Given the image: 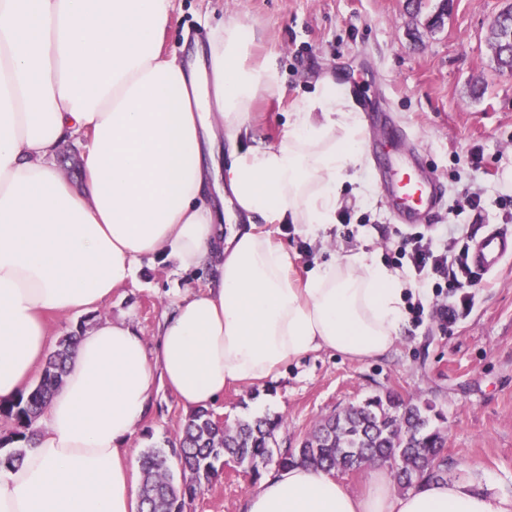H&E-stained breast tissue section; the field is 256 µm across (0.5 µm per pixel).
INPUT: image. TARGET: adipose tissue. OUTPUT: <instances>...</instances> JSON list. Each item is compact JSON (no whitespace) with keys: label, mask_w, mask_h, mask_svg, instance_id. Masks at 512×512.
Masks as SVG:
<instances>
[{"label":"adipose tissue","mask_w":512,"mask_h":512,"mask_svg":"<svg viewBox=\"0 0 512 512\" xmlns=\"http://www.w3.org/2000/svg\"><path fill=\"white\" fill-rule=\"evenodd\" d=\"M173 0H0V402L43 362L47 314L96 309L142 258L208 270L147 344L130 321L78 336L22 462L0 470V512H139L126 443L156 385L188 409L255 386L324 351L387 354L407 323L410 282L350 249L291 276L284 244L257 222L327 233L367 162L365 128L333 82L296 104L274 144L245 145L256 96L276 70L249 64L255 32L211 29L184 65L162 50ZM87 139L84 186L56 162ZM236 221L225 229V220ZM244 512H512L492 479L397 491L373 463L356 493L297 465L268 473Z\"/></svg>","instance_id":"ef3b65f1"}]
</instances>
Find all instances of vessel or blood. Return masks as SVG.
Returning <instances> with one entry per match:
<instances>
[{
  "label": "vessel or blood",
  "instance_id": "1",
  "mask_svg": "<svg viewBox=\"0 0 512 512\" xmlns=\"http://www.w3.org/2000/svg\"><path fill=\"white\" fill-rule=\"evenodd\" d=\"M380 177L388 202L401 223L417 226L431 221L442 196L436 174L427 169L418 156L389 159ZM511 257L512 232L492 228L470 244L469 264L479 273L496 272Z\"/></svg>",
  "mask_w": 512,
  "mask_h": 512
}]
</instances>
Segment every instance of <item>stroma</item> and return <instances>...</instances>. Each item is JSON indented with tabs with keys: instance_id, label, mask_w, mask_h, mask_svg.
I'll return each instance as SVG.
<instances>
[{
	"instance_id": "obj_1",
	"label": "stroma",
	"mask_w": 512,
	"mask_h": 512,
	"mask_svg": "<svg viewBox=\"0 0 512 512\" xmlns=\"http://www.w3.org/2000/svg\"><path fill=\"white\" fill-rule=\"evenodd\" d=\"M511 0H451L444 25L428 26L438 0H174L163 50L186 61L211 28L235 19L257 32L250 60L271 64L281 87L261 94L251 117L250 142L278 141L295 103L313 97L330 79L345 92L361 88L377 111L391 117L402 134L386 141L383 128L365 120L369 162L359 177L366 196L338 214L329 247L312 243L303 226L272 224L268 230L292 259V275L330 258L332 250L364 247L385 256L409 231L387 205L376 166V145L392 155L422 148V159L443 186L442 204L426 237L445 243L452 224L495 226L512 231V72L494 60L489 23ZM482 193V214L457 206ZM205 274L174 275L170 264L141 260L132 283L113 292L97 309L55 316L51 344L88 330L100 318H129L153 339L164 312L185 288L201 289ZM469 314L449 327L424 321L406 327L395 349L377 359L355 360L326 352L288 363L261 386H232L213 407L231 425L263 411L284 424L279 444H298L324 416L388 391L405 401H427L444 418L448 477L472 480L491 475L512 492V259L483 279ZM176 397L157 386L150 413L128 443L137 457L163 446L189 416ZM251 477L233 463L188 501L186 512H241L255 490Z\"/></svg>"
}]
</instances>
